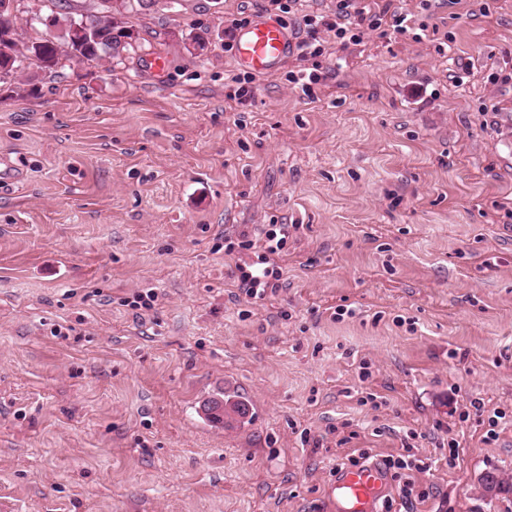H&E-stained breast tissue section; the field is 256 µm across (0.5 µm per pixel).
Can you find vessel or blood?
Returning a JSON list of instances; mask_svg holds the SVG:
<instances>
[{"mask_svg":"<svg viewBox=\"0 0 512 512\" xmlns=\"http://www.w3.org/2000/svg\"><path fill=\"white\" fill-rule=\"evenodd\" d=\"M235 60L261 77H269L294 49L288 30L273 17L259 18L235 34ZM388 485L385 468L377 462L344 468L328 488L335 512H378L377 504Z\"/></svg>","mask_w":512,"mask_h":512,"instance_id":"b4317fda","label":"vessel or blood"}]
</instances>
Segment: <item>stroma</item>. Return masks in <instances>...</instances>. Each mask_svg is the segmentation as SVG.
<instances>
[{"instance_id": "stroma-1", "label": "stroma", "mask_w": 512, "mask_h": 512, "mask_svg": "<svg viewBox=\"0 0 512 512\" xmlns=\"http://www.w3.org/2000/svg\"><path fill=\"white\" fill-rule=\"evenodd\" d=\"M394 5L431 34L333 48L313 103L293 57L235 99L224 27L261 0L132 6L112 62L0 92V512H329L364 450L428 465L409 512H512L479 486L512 482V0ZM269 224L254 303L224 239ZM226 391L249 421L205 419ZM268 226L272 228L265 232L266 241L262 252L255 251L256 243L246 233L239 234L236 241L232 240V237L224 239V242H227L224 245V251L227 254L254 250L256 260L243 261L242 264L236 265L238 290L254 300H264L269 293L275 295L281 287L284 275L275 256L280 254L288 242L289 225L269 224Z\"/></svg>"}]
</instances>
